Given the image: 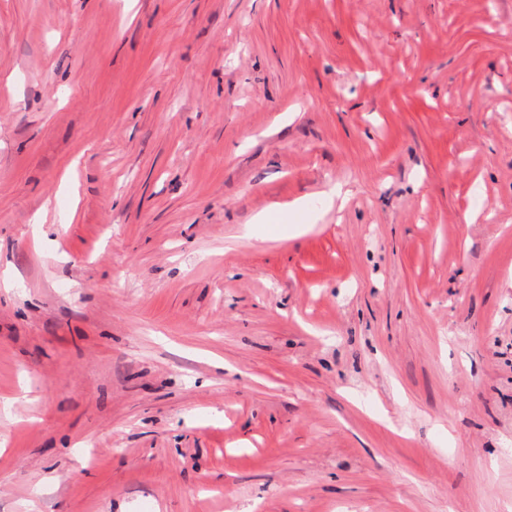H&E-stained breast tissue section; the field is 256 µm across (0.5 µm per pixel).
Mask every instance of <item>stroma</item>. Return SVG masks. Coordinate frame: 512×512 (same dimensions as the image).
<instances>
[{
  "label": "stroma",
  "instance_id": "35a3bbf8",
  "mask_svg": "<svg viewBox=\"0 0 512 512\" xmlns=\"http://www.w3.org/2000/svg\"><path fill=\"white\" fill-rule=\"evenodd\" d=\"M251 505L512 512V0H0V512Z\"/></svg>",
  "mask_w": 512,
  "mask_h": 512
}]
</instances>
